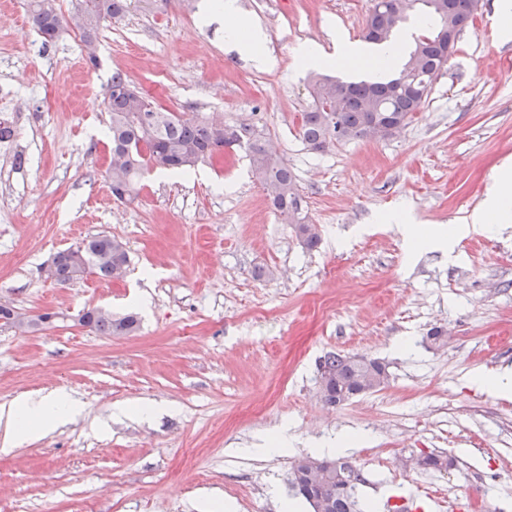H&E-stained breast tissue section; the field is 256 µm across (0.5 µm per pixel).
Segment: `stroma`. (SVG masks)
I'll use <instances>...</instances> for the list:
<instances>
[{"label": "stroma", "mask_w": 512, "mask_h": 512, "mask_svg": "<svg viewBox=\"0 0 512 512\" xmlns=\"http://www.w3.org/2000/svg\"><path fill=\"white\" fill-rule=\"evenodd\" d=\"M203 3L138 0L103 23L93 66L73 28L43 44L28 0H0V95L24 106L0 148V304L52 316L0 324V405L63 386L84 407L0 450V512H312L291 494L292 464L339 434L365 438L346 458L373 512H476L488 494L512 512V396L468 381L512 367V223L465 222L512 159V40L496 0H480L401 132L324 152L299 135L310 97L296 51L334 53L338 30L374 53L362 39L373 0H236L271 68L231 50ZM117 68L171 111L261 132L293 169L318 246L299 244L241 150L153 171L133 203L114 200L103 97ZM400 215L428 247L390 225ZM98 234L125 243L123 280L44 278L58 251ZM91 308L139 326L100 335L79 323ZM434 327L447 346L428 340ZM330 352L384 362L387 383L326 405L317 367ZM154 401L169 411L117 412ZM429 453L448 470L413 467ZM426 478L454 489L451 507L420 491Z\"/></svg>", "instance_id": "35a3bbf8"}]
</instances>
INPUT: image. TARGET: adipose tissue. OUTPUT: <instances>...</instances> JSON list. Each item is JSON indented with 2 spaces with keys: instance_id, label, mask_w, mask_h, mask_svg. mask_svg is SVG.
Here are the masks:
<instances>
[{
  "instance_id": "adipose-tissue-1",
  "label": "adipose tissue",
  "mask_w": 512,
  "mask_h": 512,
  "mask_svg": "<svg viewBox=\"0 0 512 512\" xmlns=\"http://www.w3.org/2000/svg\"><path fill=\"white\" fill-rule=\"evenodd\" d=\"M206 20H219L224 24V36L228 45L239 53L251 56L260 65H272V58L264 55L261 46L264 41L262 32L251 21L239 14L234 0H218L217 4L204 7ZM301 61L311 66H319L336 61L345 67L362 65L363 69L374 73L382 63L395 62L393 47L381 48L372 55L359 54L349 43L338 45L335 56L321 53L315 46L302 45L297 50ZM500 224L512 222V162H504L495 180L494 189L488 203L475 209L468 217L470 224H487L490 221ZM75 405L65 389H57L45 397L33 400L19 398L10 405L0 408V421L5 424L4 446L35 441L41 438L48 421H59L71 415Z\"/></svg>"
}]
</instances>
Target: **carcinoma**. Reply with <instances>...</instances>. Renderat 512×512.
Returning <instances> with one entry per match:
<instances>
[{"instance_id":"1","label":"carcinoma","mask_w":512,"mask_h":512,"mask_svg":"<svg viewBox=\"0 0 512 512\" xmlns=\"http://www.w3.org/2000/svg\"><path fill=\"white\" fill-rule=\"evenodd\" d=\"M134 0H75L73 14L65 18L54 7V0H29L34 28L48 44L54 33L70 25L81 34L89 49L90 63L96 62L93 46L100 23L126 14ZM400 0H385L386 8L368 15L363 39L374 45L391 43L406 17ZM433 16L434 28L413 41L401 67L386 76L344 81L329 74L310 76L311 102L301 113L300 134L310 150L324 152L341 143L375 140L379 126L400 124L405 128L413 115L424 108L433 83L447 67L442 30L453 25L461 33L475 14V0H418ZM420 54L419 71L409 67L413 55ZM342 99V110L329 111L326 105ZM103 103L110 114L108 138L112 160L106 171L112 196L120 202L137 198L145 174L162 169L185 174L198 163L214 160L224 149L246 150L253 176L263 186L270 204L284 223L291 225L303 248L311 250L320 241L302 204L296 177L287 164L268 151L266 140L249 125H229L214 117L169 112L156 107L127 76L115 72L106 86ZM129 266L124 244L109 235H96L75 249L58 252L48 272L53 282L65 285L84 275L120 280ZM81 325L105 336H122L136 330L132 315L114 318L110 313L87 309L80 315ZM323 401L339 406L350 399L378 391L387 381V368L377 359L358 360L353 355L330 353L319 363ZM321 460L300 457L292 465L291 486L294 495L304 499L312 512H361L356 496L363 481L358 468L345 461L323 476L318 488L309 487L318 475ZM425 470L448 469V457L431 453L417 460Z\"/></svg>"}]
</instances>
